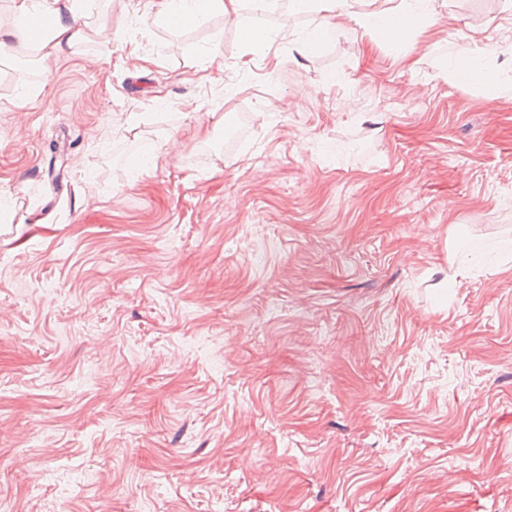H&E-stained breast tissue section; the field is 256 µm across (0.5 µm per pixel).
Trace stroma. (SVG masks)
Returning a JSON list of instances; mask_svg holds the SVG:
<instances>
[{"label":"stroma","instance_id":"35a3bbf8","mask_svg":"<svg viewBox=\"0 0 512 512\" xmlns=\"http://www.w3.org/2000/svg\"><path fill=\"white\" fill-rule=\"evenodd\" d=\"M83 2L0 59V512H512V0ZM241 0H157L156 17L171 26H193L221 12L229 22H237ZM413 1H427V0H405L404 5L402 9L399 12L396 13H390L386 11H373V12H366L363 14L364 16V23L366 26L376 27L379 29V31L386 37V39L389 42L397 43L400 39V36L402 32L408 27L403 28L408 24V20L401 17H407L413 21L412 25L409 28L414 27L417 25L422 19L426 18L430 14L429 10V2L427 5V9L425 11H417L418 7L417 5L411 3ZM397 17V18H394ZM394 18L390 22V27L392 29L398 30L401 29L396 34H389V21ZM403 28V29H402ZM491 54L492 52L484 49L471 56L465 65L452 62L449 65L451 76L463 83L475 82L473 78L480 76L483 80L476 83L481 85H485L486 80L498 79L502 75L493 69Z\"/></svg>","mask_w":512,"mask_h":512}]
</instances>
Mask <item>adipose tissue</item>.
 <instances>
[{"mask_svg":"<svg viewBox=\"0 0 512 512\" xmlns=\"http://www.w3.org/2000/svg\"><path fill=\"white\" fill-rule=\"evenodd\" d=\"M77 0H16L13 20L0 31V55L34 48L41 58L58 54L81 36ZM241 0H156V16L171 26H193L215 12L226 21L239 17Z\"/></svg>","mask_w":512,"mask_h":512,"instance_id":"obj_1","label":"adipose tissue"}]
</instances>
